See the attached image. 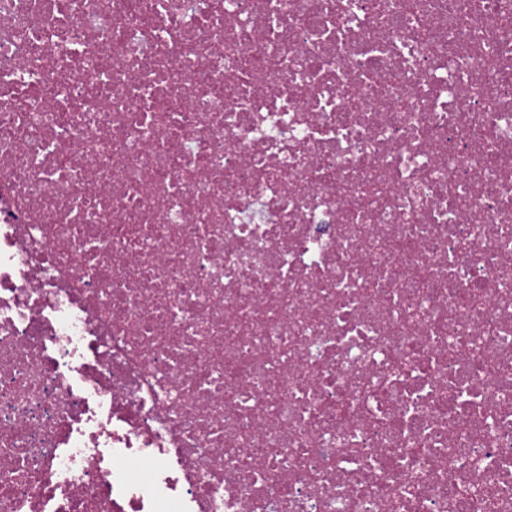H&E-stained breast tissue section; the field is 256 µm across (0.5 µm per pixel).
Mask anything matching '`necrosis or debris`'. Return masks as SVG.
Masks as SVG:
<instances>
[{
    "instance_id": "4bbe7bcc",
    "label": "necrosis or debris",
    "mask_w": 512,
    "mask_h": 512,
    "mask_svg": "<svg viewBox=\"0 0 512 512\" xmlns=\"http://www.w3.org/2000/svg\"><path fill=\"white\" fill-rule=\"evenodd\" d=\"M0 512H512V0H0Z\"/></svg>"
}]
</instances>
